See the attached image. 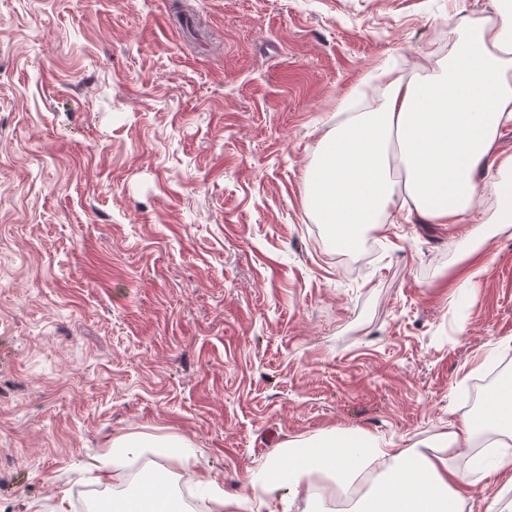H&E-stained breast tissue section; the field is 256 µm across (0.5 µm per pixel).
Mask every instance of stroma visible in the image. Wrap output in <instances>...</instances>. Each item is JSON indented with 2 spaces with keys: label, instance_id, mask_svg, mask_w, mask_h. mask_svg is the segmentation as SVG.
I'll return each mask as SVG.
<instances>
[{
  "label": "stroma",
  "instance_id": "1",
  "mask_svg": "<svg viewBox=\"0 0 512 512\" xmlns=\"http://www.w3.org/2000/svg\"><path fill=\"white\" fill-rule=\"evenodd\" d=\"M493 0H0V512H100L86 466L189 439L227 512L341 428L404 448L512 374V228L404 218L336 248L303 171ZM491 363L480 364L485 351ZM112 451L101 454L90 463V470L106 473L112 468L120 475L124 460L132 453L138 456L149 453L158 457L174 456L181 463L189 465L196 461V449L192 442L184 437L155 436L147 434L127 435L113 438Z\"/></svg>",
  "mask_w": 512,
  "mask_h": 512
}]
</instances>
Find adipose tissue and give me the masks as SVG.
Here are the masks:
<instances>
[{"label": "adipose tissue", "instance_id": "ef3b65f1", "mask_svg": "<svg viewBox=\"0 0 512 512\" xmlns=\"http://www.w3.org/2000/svg\"><path fill=\"white\" fill-rule=\"evenodd\" d=\"M417 68V79L383 69L379 107L345 114L305 168L306 206L338 249H357L398 208L421 224H462L480 214L499 229L512 227V154L499 149L512 127V0L459 26L447 55L426 54ZM487 168L492 177H484ZM485 434L507 438L485 475L512 474L511 376L482 415L451 424L424 448L331 430L280 445L250 483L280 490L282 512L326 488L348 492L364 475L372 483L350 512H465L473 482L448 460ZM134 453L186 464L196 457L186 438L134 434L113 438L90 467L117 473Z\"/></svg>", "mask_w": 512, "mask_h": 512}]
</instances>
